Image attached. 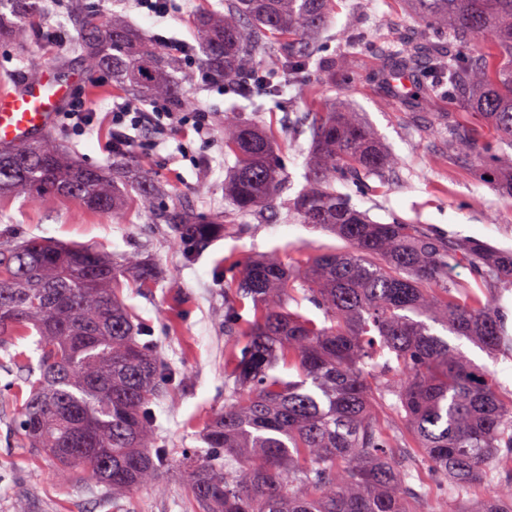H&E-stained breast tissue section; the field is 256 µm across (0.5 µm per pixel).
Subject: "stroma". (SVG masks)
<instances>
[{
	"label": "stroma",
	"instance_id": "obj_1",
	"mask_svg": "<svg viewBox=\"0 0 512 512\" xmlns=\"http://www.w3.org/2000/svg\"><path fill=\"white\" fill-rule=\"evenodd\" d=\"M88 2L102 13H121L148 39L163 35L186 44L187 51L180 56L186 75L185 94L190 104L211 112L215 119L207 140L191 132L158 144L151 130L138 132L140 146L133 150L132 157L165 184L161 207L190 208L205 219L226 207L224 180L234 160L224 154L221 121L229 111L244 113L258 128L274 130L277 153L291 177L289 190L294 193L301 189L311 145L309 135H288L283 129L285 114L272 103L253 108L247 100L223 92L204 79L191 17L197 10H222L224 0H184L180 9L163 18L144 17L134 0ZM335 3L322 45L328 55L344 63L345 76L333 84L318 83L308 94L296 86H286L283 97L292 100L298 112L311 97L345 100L398 158L394 180L373 195H353V204L380 223L396 218L423 225L438 235L482 241L512 251V196L496 190L477 163L454 161L446 137L436 130L445 105L405 111L396 92L374 77V50L381 48L393 29L415 35L421 32V24L408 17L403 0ZM356 30L366 40L358 49L349 43L350 34ZM48 53L49 69L62 68L78 78L76 94L96 115L83 134L56 127L52 136L74 147L77 162L111 171L112 156L104 148L109 114L114 103L127 100V93L113 87L106 76L84 79L77 57L69 54L66 44L49 45ZM241 225L240 231L215 238L193 264L187 265L167 225L137 208H129L124 223L116 224L109 216L88 212L70 199L33 203L22 196L0 198V233L8 232L14 241L38 237L92 247L116 261L138 248L160 268L162 276L154 287H127L122 296L151 323L160 338L162 354L183 373L171 398L156 408L163 435L178 451L201 447L207 421L223 409L227 396L224 277L228 266L271 251L293 261L309 246L325 251L342 245L336 237L283 214L266 222L248 216ZM9 379L0 368V512H16L22 501L27 502L30 512H189L182 480L175 470L163 474L161 491H139L117 508L88 477L56 479L45 461L19 443L12 420L20 401L14 392L6 390Z\"/></svg>",
	"mask_w": 512,
	"mask_h": 512
}]
</instances>
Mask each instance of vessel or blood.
I'll return each mask as SVG.
<instances>
[{
	"label": "vessel or blood",
	"instance_id": "obj_1",
	"mask_svg": "<svg viewBox=\"0 0 512 512\" xmlns=\"http://www.w3.org/2000/svg\"><path fill=\"white\" fill-rule=\"evenodd\" d=\"M71 95L70 82H56L52 71L0 95V143L46 135Z\"/></svg>",
	"mask_w": 512,
	"mask_h": 512
}]
</instances>
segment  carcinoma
<instances>
[{
  "mask_svg": "<svg viewBox=\"0 0 512 512\" xmlns=\"http://www.w3.org/2000/svg\"><path fill=\"white\" fill-rule=\"evenodd\" d=\"M334 0H224L192 23L204 64L241 97L281 107L285 84L336 82L340 63L310 40ZM426 24L420 39L395 38L378 52L376 75L413 77L405 103L424 110L450 97L460 112L442 130L459 159L492 160L512 148V0H404ZM79 36L69 50L84 74L107 75L140 99L184 105L179 63L145 42L123 17L112 20L69 0ZM45 0H0V42L46 25ZM28 79L46 55L25 51ZM485 120L476 136L463 113ZM224 180L230 208L209 223L186 208L159 207L143 173L128 181L69 159L45 136L19 153L0 150V194L68 198L121 224L128 202L170 225L192 263L201 244L277 200L286 173L272 136L224 113ZM305 184L288 199V217L340 239L341 251L313 250L300 261L275 252L232 265L224 296V409L206 424V451L174 459L160 435L156 401L179 384L148 325L122 298L123 280L149 288L153 265L136 251L116 264L103 253L32 238L0 240V349L16 374L20 443L47 458L61 480L86 473L120 502L178 467L191 512H458L455 502L484 489L480 512H512V391L467 360L440 334L489 353L507 340L498 288L512 284V254L432 234L420 224H382L336 192V183L370 194L396 161L343 102L311 116ZM465 265L473 281L450 271ZM253 304V319L240 311ZM308 302L314 319L290 303ZM36 334L37 367L10 352ZM297 372L285 380L278 367ZM435 480L418 483L420 469Z\"/></svg>",
  "mask_w": 512,
  "mask_h": 512,
  "instance_id": "1",
  "label": "carcinoma"
}]
</instances>
